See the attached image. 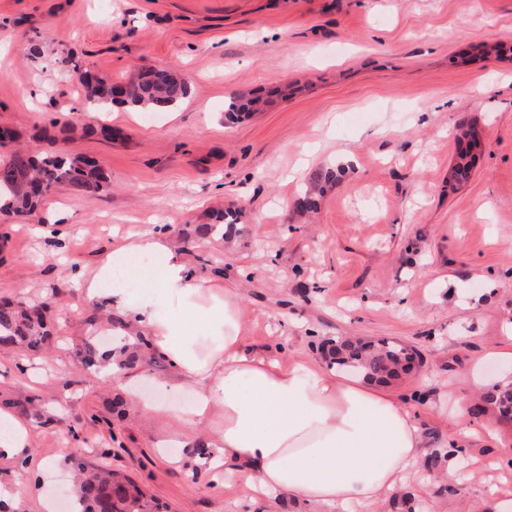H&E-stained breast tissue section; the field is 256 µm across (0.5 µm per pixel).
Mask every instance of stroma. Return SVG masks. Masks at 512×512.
<instances>
[{
	"label": "stroma",
	"instance_id": "35a3bbf8",
	"mask_svg": "<svg viewBox=\"0 0 512 512\" xmlns=\"http://www.w3.org/2000/svg\"><path fill=\"white\" fill-rule=\"evenodd\" d=\"M38 54H31V45ZM125 82L169 67L189 93L151 115L82 107L63 61ZM262 111L230 123V101ZM485 147L466 183L449 184L455 134ZM0 127L17 144L100 161L109 193L55 189L32 213L0 215V299L46 303L53 335L35 353L0 348V403L41 400L26 462L0 459L16 512H46L72 459L126 473L165 512H325L246 484L217 486L204 462L214 427L147 416L170 365L135 341L134 390L86 366L107 319L73 277L112 244V229L162 225L197 269L239 291L247 348L328 364L331 341L385 338L420 364L390 384L414 411L436 470L418 464L401 492L354 512H481L512 493V423L471 416L456 465L446 457L459 400L512 381V0H0ZM337 170L319 209L299 217L311 173ZM231 233L199 238L217 210Z\"/></svg>",
	"mask_w": 512,
	"mask_h": 512
}]
</instances>
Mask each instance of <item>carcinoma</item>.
Wrapping results in <instances>:
<instances>
[{"label":"carcinoma","instance_id":"carcinoma-1","mask_svg":"<svg viewBox=\"0 0 512 512\" xmlns=\"http://www.w3.org/2000/svg\"><path fill=\"white\" fill-rule=\"evenodd\" d=\"M72 72L83 88V103L96 111L114 104L128 105L146 112L172 110L188 94V85L180 75L163 66H153L124 83L98 77L72 62ZM259 100L234 101L225 109L230 120H238L245 112L257 109ZM475 159L459 153L453 177L461 183L469 180ZM334 180L331 170L318 171L310 177L308 187L299 198L303 212L318 210L326 185ZM68 185L94 199L106 190L107 176L103 166L88 156L62 152L31 153L15 149L9 159L0 163V214L11 216L27 213L43 203L52 191ZM51 336L43 309L22 306L8 299L0 301V347H22L39 350ZM128 345L99 349L85 346L84 362L103 366L115 351L124 352ZM335 363L378 382L391 381L408 373L416 361V352L394 341L380 339L365 343L345 337L333 348ZM480 408L512 423V382L498 384L480 397ZM78 470L70 496V512H158L154 498L148 496L126 474L107 468H85L75 462Z\"/></svg>","mask_w":512,"mask_h":512}]
</instances>
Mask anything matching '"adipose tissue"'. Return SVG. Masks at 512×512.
<instances>
[{
    "label": "adipose tissue",
    "mask_w": 512,
    "mask_h": 512,
    "mask_svg": "<svg viewBox=\"0 0 512 512\" xmlns=\"http://www.w3.org/2000/svg\"><path fill=\"white\" fill-rule=\"evenodd\" d=\"M141 280L137 295L128 285ZM90 301L123 318L119 335L145 333L166 359L171 393H191L179 408L144 400L141 410L185 425L216 422L215 478L249 484L256 498L277 493L343 512L395 492L424 454L411 409L364 377L299 359L245 350L239 292L199 274L153 230L117 240L86 280ZM212 333L203 341L196 324Z\"/></svg>",
    "instance_id": "obj_1"
}]
</instances>
